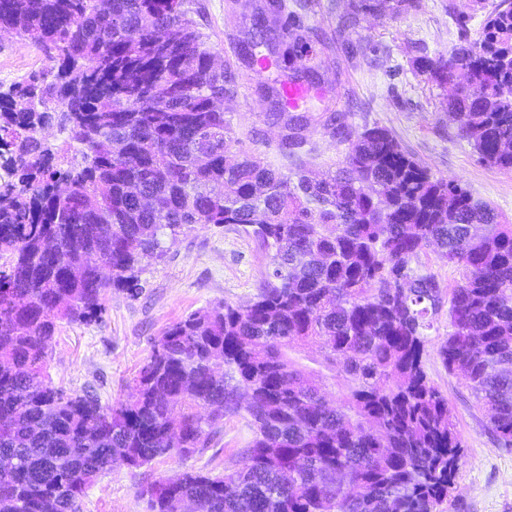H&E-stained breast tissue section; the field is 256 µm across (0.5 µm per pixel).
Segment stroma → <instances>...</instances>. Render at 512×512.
I'll return each mask as SVG.
<instances>
[{"mask_svg":"<svg viewBox=\"0 0 512 512\" xmlns=\"http://www.w3.org/2000/svg\"><path fill=\"white\" fill-rule=\"evenodd\" d=\"M264 0H190L199 30L217 62H229L234 90L224 100V118L242 149L275 168L287 167L278 143L281 127L266 114L261 84L278 78L272 69L255 77L241 59L242 40ZM297 38L293 67L317 73L321 95L304 111L344 112L355 125L389 129L399 143L438 178L460 180L512 223V171L480 163L448 120L447 89L416 72L420 54L447 52L456 42V18L477 32L485 14L478 0H421L419 9L395 14L391 6L362 12L360 0H280ZM42 52L0 33V85L44 71ZM269 258L252 237L217 224L196 225L168 246L164 259L145 263L140 291L108 290L99 324H62L47 357L54 386L69 393L94 392L115 405L131 393L134 380L163 331L188 313L219 302L246 304ZM448 333L440 314L424 356L425 369L456 416L463 448L455 485L437 512H512V450L499 447L485 428L486 417L461 379L448 374L437 348ZM218 445L185 458H162L134 469L122 464L90 484L80 512H148L142 481L185 471L220 473L238 467L240 451L253 437L244 416H225Z\"/></svg>","mask_w":512,"mask_h":512,"instance_id":"stroma-1","label":"stroma"}]
</instances>
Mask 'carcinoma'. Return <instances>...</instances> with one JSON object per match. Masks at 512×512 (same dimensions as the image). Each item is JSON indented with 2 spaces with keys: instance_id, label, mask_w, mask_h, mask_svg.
I'll list each match as a JSON object with an SVG mask.
<instances>
[{
  "instance_id": "1",
  "label": "carcinoma",
  "mask_w": 512,
  "mask_h": 512,
  "mask_svg": "<svg viewBox=\"0 0 512 512\" xmlns=\"http://www.w3.org/2000/svg\"><path fill=\"white\" fill-rule=\"evenodd\" d=\"M189 0H0V31L37 46L46 72L0 91V512H79L112 457L142 468L202 454L224 414L254 436L240 467L153 480L151 512H436L462 442L424 354L464 379L486 428L512 448V224L435 177L386 128L343 112L291 117L275 169L213 102L233 74ZM417 71L454 87L456 135L512 171V0ZM317 123L344 145L307 175ZM67 134L58 148L42 132ZM81 146V160L65 159ZM194 224L241 226L270 258L254 297L192 312L163 332L132 393L104 406L47 373L61 322L99 321L108 289L137 292L145 260ZM432 247L459 273L443 300L412 267ZM308 345L310 364L293 353ZM343 377L334 403L324 388Z\"/></svg>"
}]
</instances>
